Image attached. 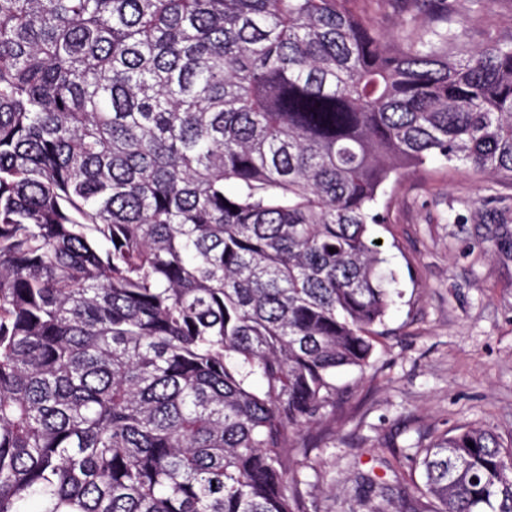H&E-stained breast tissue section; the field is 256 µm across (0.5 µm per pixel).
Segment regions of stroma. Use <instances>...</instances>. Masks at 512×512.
Masks as SVG:
<instances>
[{
    "label": "stroma",
    "instance_id": "obj_1",
    "mask_svg": "<svg viewBox=\"0 0 512 512\" xmlns=\"http://www.w3.org/2000/svg\"><path fill=\"white\" fill-rule=\"evenodd\" d=\"M373 229L401 296L371 365L336 377V409L305 432L295 472L306 512H368L418 492L416 448L472 425L512 443V179L437 160L402 169Z\"/></svg>",
    "mask_w": 512,
    "mask_h": 512
}]
</instances>
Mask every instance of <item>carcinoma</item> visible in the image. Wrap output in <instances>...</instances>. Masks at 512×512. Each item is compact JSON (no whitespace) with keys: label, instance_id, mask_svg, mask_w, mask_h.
<instances>
[{"label":"carcinoma","instance_id":"carcinoma-1","mask_svg":"<svg viewBox=\"0 0 512 512\" xmlns=\"http://www.w3.org/2000/svg\"><path fill=\"white\" fill-rule=\"evenodd\" d=\"M360 2L0 0V512H304L290 451L400 296L383 186L512 177V37ZM412 461L512 512L498 435ZM364 8L367 15L373 20L375 25L381 30L396 33L401 25L407 30H421V22L427 21L423 12L415 11L412 14H402L398 11L396 6L391 5L389 1L380 2H366ZM411 15L417 18L416 23H405L403 20L409 18Z\"/></svg>","mask_w":512,"mask_h":512}]
</instances>
